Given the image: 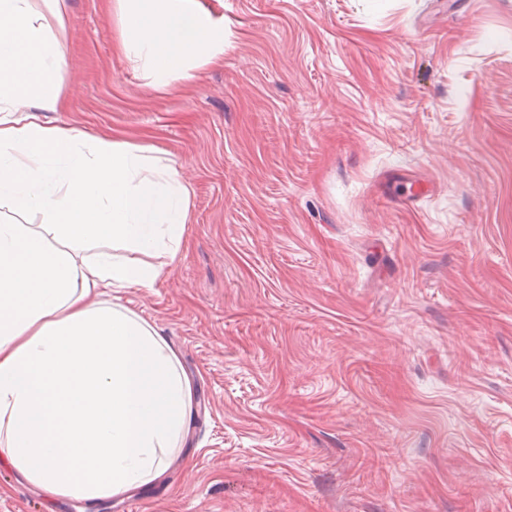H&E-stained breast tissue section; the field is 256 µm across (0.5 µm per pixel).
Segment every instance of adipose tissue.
<instances>
[{"mask_svg":"<svg viewBox=\"0 0 512 512\" xmlns=\"http://www.w3.org/2000/svg\"><path fill=\"white\" fill-rule=\"evenodd\" d=\"M114 2L122 50L155 88L224 55V22L199 0ZM64 64L30 0H0V203L47 214L53 231L0 217V466L48 499L93 501L153 483L187 439L193 377L103 291L164 275L190 190L150 147L42 122L63 106Z\"/></svg>","mask_w":512,"mask_h":512,"instance_id":"obj_1","label":"adipose tissue"}]
</instances>
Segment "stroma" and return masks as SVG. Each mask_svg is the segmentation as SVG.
Masks as SVG:
<instances>
[{"instance_id": "1", "label": "stroma", "mask_w": 512, "mask_h": 512, "mask_svg": "<svg viewBox=\"0 0 512 512\" xmlns=\"http://www.w3.org/2000/svg\"><path fill=\"white\" fill-rule=\"evenodd\" d=\"M200 2L224 57L160 90L111 0H62L42 115L191 191L119 292L195 379L189 439L110 500L1 467L0 512H512V0Z\"/></svg>"}]
</instances>
